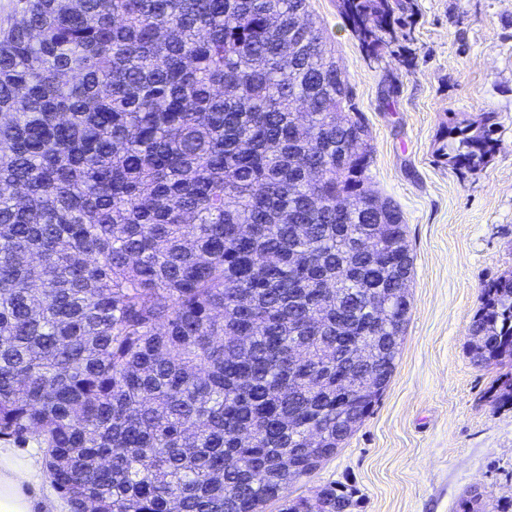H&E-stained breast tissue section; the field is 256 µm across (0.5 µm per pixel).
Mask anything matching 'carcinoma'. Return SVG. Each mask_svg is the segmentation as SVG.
Listing matches in <instances>:
<instances>
[{"mask_svg":"<svg viewBox=\"0 0 512 512\" xmlns=\"http://www.w3.org/2000/svg\"><path fill=\"white\" fill-rule=\"evenodd\" d=\"M338 8L368 58L408 37V0ZM312 24L307 0H22L0 28V440H36L71 512L359 508L284 493L383 395L409 295L370 307L413 259ZM496 125L448 128V165L483 169ZM470 336L512 360V273Z\"/></svg>","mask_w":512,"mask_h":512,"instance_id":"obj_1","label":"carcinoma"}]
</instances>
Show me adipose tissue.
<instances>
[{
  "mask_svg": "<svg viewBox=\"0 0 512 512\" xmlns=\"http://www.w3.org/2000/svg\"><path fill=\"white\" fill-rule=\"evenodd\" d=\"M37 481L30 463L0 449V512H37Z\"/></svg>",
  "mask_w": 512,
  "mask_h": 512,
  "instance_id": "obj_1",
  "label": "adipose tissue"
}]
</instances>
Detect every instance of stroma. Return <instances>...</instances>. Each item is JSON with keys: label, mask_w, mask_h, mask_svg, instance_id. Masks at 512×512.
Masks as SVG:
<instances>
[{"label": "stroma", "mask_w": 512, "mask_h": 512, "mask_svg": "<svg viewBox=\"0 0 512 512\" xmlns=\"http://www.w3.org/2000/svg\"><path fill=\"white\" fill-rule=\"evenodd\" d=\"M308 2L370 132L369 186L402 211L413 273L382 398L287 495L342 484L358 512H460L473 490L512 497V406L490 393L512 365L479 367L469 354L482 287L512 272V0H411L408 40L372 59L337 0ZM486 112L499 122L495 155L481 171L454 170L440 155L448 126Z\"/></svg>", "instance_id": "stroma-1"}]
</instances>
